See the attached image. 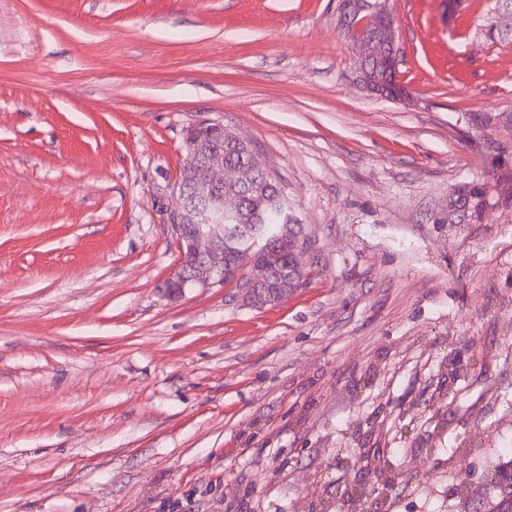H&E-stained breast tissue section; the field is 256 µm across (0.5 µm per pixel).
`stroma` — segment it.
<instances>
[{"label": "stroma", "mask_w": 512, "mask_h": 512, "mask_svg": "<svg viewBox=\"0 0 512 512\" xmlns=\"http://www.w3.org/2000/svg\"><path fill=\"white\" fill-rule=\"evenodd\" d=\"M0 0V512H471L512 460V7ZM283 181L300 284L172 296L186 132ZM348 1V2H346ZM358 3V7L352 13L349 9ZM362 12H368L378 20V29L375 36V23H367L356 31L361 37H371L368 39H356L354 43L358 46L361 53V63L377 59L385 63L387 71H392L396 77L398 69V58L394 52L399 51L395 46L398 38V25L393 12L388 8L387 2H374L370 0H344L340 1V26L347 29L351 21L357 18ZM372 61L367 64V69L375 76L382 78L383 64L380 61ZM360 78V81L371 91L393 99L404 97V88L400 87L397 82H391L389 85L383 84V81L371 78L370 74L363 67L360 68Z\"/></svg>", "instance_id": "1"}]
</instances>
